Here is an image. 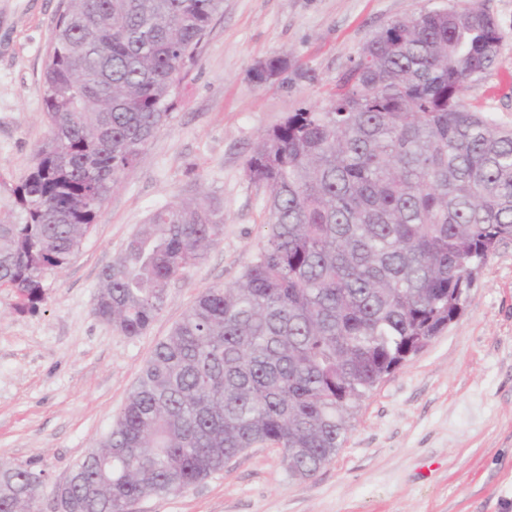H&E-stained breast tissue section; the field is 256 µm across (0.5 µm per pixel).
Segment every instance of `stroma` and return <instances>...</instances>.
Wrapping results in <instances>:
<instances>
[{"mask_svg":"<svg viewBox=\"0 0 512 512\" xmlns=\"http://www.w3.org/2000/svg\"><path fill=\"white\" fill-rule=\"evenodd\" d=\"M501 33L495 68L466 99L512 126V0H478ZM469 0H224L196 60L178 76L170 119L121 177L45 299L18 312L0 288V464L45 470L40 500L112 429L156 344L205 289L234 283L267 233L268 191L246 161L289 112L325 105L376 31L421 8ZM68 0H0V181L18 182L48 137L43 72ZM287 55V79L253 66ZM208 198L224 236L171 281L147 331L127 338L94 313L100 276L158 207ZM131 512H512V240L479 273L461 314L365 398L332 462L306 482L281 451L251 448L182 494Z\"/></svg>","mask_w":512,"mask_h":512,"instance_id":"1","label":"stroma"}]
</instances>
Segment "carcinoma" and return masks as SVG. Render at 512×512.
Here are the masks:
<instances>
[{"mask_svg": "<svg viewBox=\"0 0 512 512\" xmlns=\"http://www.w3.org/2000/svg\"><path fill=\"white\" fill-rule=\"evenodd\" d=\"M223 0H69L44 71L49 134L0 203V288L20 310L79 250L112 187L169 119L172 73L195 61ZM500 42L480 5L424 7L375 32L329 102L267 130L247 161L268 233L229 286L197 297L141 371L111 432L61 493L64 512H128L183 493L250 448L306 481L363 397L456 319L512 240V128L466 90ZM276 55L253 68L288 73ZM224 214L153 211L100 277L95 313L142 335L170 282L203 262ZM45 471L0 465V512H41Z\"/></svg>", "mask_w": 512, "mask_h": 512, "instance_id": "obj_1", "label": "carcinoma"}]
</instances>
